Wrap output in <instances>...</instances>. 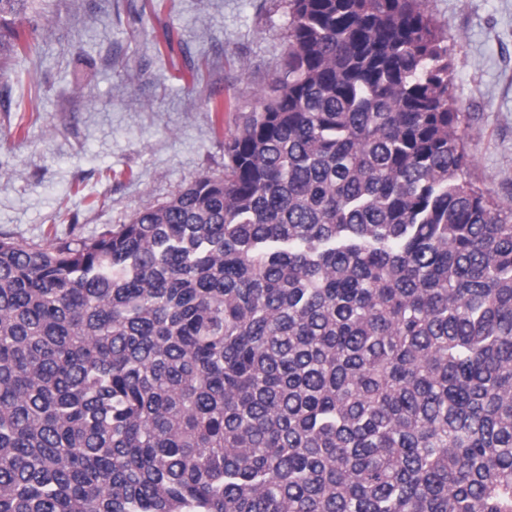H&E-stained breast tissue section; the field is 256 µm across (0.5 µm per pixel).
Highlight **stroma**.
I'll use <instances>...</instances> for the list:
<instances>
[{"label":"stroma","instance_id":"obj_1","mask_svg":"<svg viewBox=\"0 0 512 512\" xmlns=\"http://www.w3.org/2000/svg\"><path fill=\"white\" fill-rule=\"evenodd\" d=\"M448 43L471 177L512 211V0H423ZM0 79V235L92 237L224 172L288 53L289 0H33Z\"/></svg>","mask_w":512,"mask_h":512}]
</instances>
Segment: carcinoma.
Masks as SVG:
<instances>
[{"mask_svg": "<svg viewBox=\"0 0 512 512\" xmlns=\"http://www.w3.org/2000/svg\"><path fill=\"white\" fill-rule=\"evenodd\" d=\"M290 7L224 175L0 236V512H512V213L448 45L422 0Z\"/></svg>", "mask_w": 512, "mask_h": 512, "instance_id": "cac0c4a2", "label": "carcinoma"}]
</instances>
